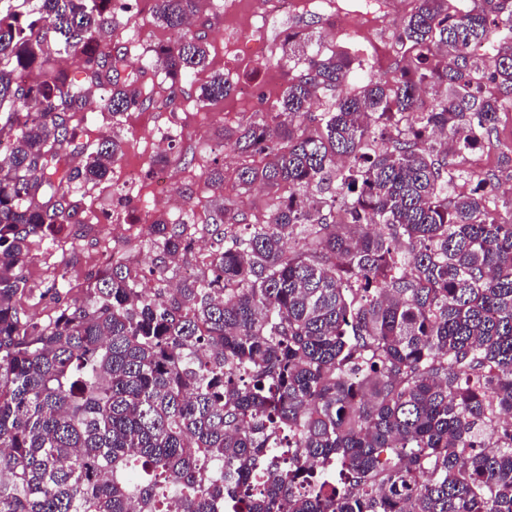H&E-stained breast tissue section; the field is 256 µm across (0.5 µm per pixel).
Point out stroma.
<instances>
[{"mask_svg": "<svg viewBox=\"0 0 512 512\" xmlns=\"http://www.w3.org/2000/svg\"><path fill=\"white\" fill-rule=\"evenodd\" d=\"M344 5V0H292L265 26L260 21L259 0H205L198 8L199 17L217 18L205 38L209 71L188 78L182 93L172 102L166 99L168 79L155 74L153 105L121 115L118 128L123 138L122 152L112 167L110 180L81 189L94 211H110L113 218L81 228L68 227L55 238L34 246L25 267L30 290L20 300L29 318L43 322L61 304L82 301L88 272L103 264V245L131 253L140 269L150 267L155 254L147 232L141 229L143 203L154 195V161L162 150V140L172 131H179L180 144L193 146L196 152L194 163L174 157L166 165L169 185L184 203L183 222L204 227L211 203L219 196L237 200L250 212L262 209L265 190L241 189L234 178L237 155L225 151L224 185L217 189L204 184L206 161L210 147L222 143L224 128H243L258 121L297 76V68L281 59V45L296 23L307 24L314 32L315 48L370 60V77L389 81L411 64L413 53L399 41L398 33L413 12L415 0H393L388 18L368 31L335 22L337 9ZM151 7L152 0H138L129 22L114 32L115 38L144 56L174 40L169 29L155 24ZM213 70L229 73L233 89L224 99L200 101V87ZM506 157H512V107L501 112L496 132L480 148L461 153L454 162L467 176L481 177L491 172L496 186L512 189V167L502 163ZM134 170L140 173L135 182L129 178ZM61 272L66 275L67 286L56 293L50 285L54 275Z\"/></svg>", "mask_w": 512, "mask_h": 512, "instance_id": "35a3bbf8", "label": "stroma"}]
</instances>
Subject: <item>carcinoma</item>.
<instances>
[{
    "mask_svg": "<svg viewBox=\"0 0 512 512\" xmlns=\"http://www.w3.org/2000/svg\"><path fill=\"white\" fill-rule=\"evenodd\" d=\"M13 2L0 0V512H512V197L492 175L448 193L454 162L432 141L470 151L512 102V40H496L512 0L452 15L416 0L399 31L413 70L354 94L361 63L288 33L300 74L260 121L224 130L236 181L268 190L264 213L215 203L207 271L146 288L194 245L157 215L148 272L112 251L84 301L45 322L17 304L32 246L112 217L76 191L108 180L122 143L80 139L87 87L108 89L114 118L146 109L147 72L174 100L207 50L185 29L198 0H153L178 37L141 61L100 40L129 3ZM482 44L497 60L475 85ZM231 90L216 74L201 98ZM205 182L224 185L218 159Z\"/></svg>",
    "mask_w": 512,
    "mask_h": 512,
    "instance_id": "carcinoma-1",
    "label": "carcinoma"
}]
</instances>
